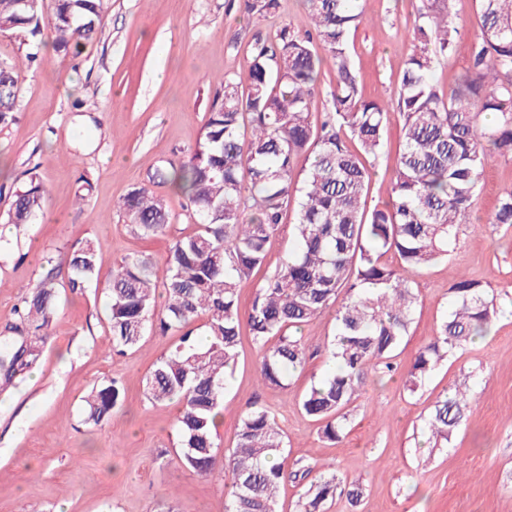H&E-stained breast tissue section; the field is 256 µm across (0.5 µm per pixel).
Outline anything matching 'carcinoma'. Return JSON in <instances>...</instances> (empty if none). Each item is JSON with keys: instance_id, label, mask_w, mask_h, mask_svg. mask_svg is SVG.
Listing matches in <instances>:
<instances>
[{"instance_id": "1", "label": "carcinoma", "mask_w": 512, "mask_h": 512, "mask_svg": "<svg viewBox=\"0 0 512 512\" xmlns=\"http://www.w3.org/2000/svg\"><path fill=\"white\" fill-rule=\"evenodd\" d=\"M246 13L273 14L279 0H231ZM311 29L299 34L281 23L272 38L255 40L247 68L221 79L202 140L188 160L149 177L172 183L188 198L185 217L193 232L171 240L162 268L143 256L124 258L107 281L112 350L123 354L153 329L161 335L203 320L207 343L190 334L162 357L145 380L155 406L180 404L175 426L179 458L199 476L218 462L217 424L226 382L237 361L242 327L262 351V384L283 388L304 367L307 346L299 329L336 307V331L327 342L335 369L313 382L301 400L321 423L322 437L338 440L349 408L372 372L395 370L394 353L408 335L418 296L410 274L448 258L460 226L471 223L473 201L486 166L512 155V0H478L480 33L469 67L444 95L431 82L436 61L448 56L460 31L450 17L453 0H426L414 29L397 90L403 148L396 158L389 201L367 207L372 163L383 146L389 108L363 96L348 52L351 31L364 22L359 0H304ZM103 0H55V46L81 55L95 30ZM40 31L39 0H0V32L19 37ZM334 72L330 107L311 119L313 92L325 64ZM15 66L0 62V123L14 120L18 101ZM308 153L302 180L294 160ZM46 195L30 180L15 192L8 222L27 224L43 211ZM120 210L131 232L164 236L170 213L146 185L132 187ZM293 211V222L283 216ZM490 223L512 227V191L500 198ZM289 231L294 248L241 310L240 282L266 261L273 237ZM393 252L401 267L383 261ZM87 242L69 256L68 287L77 290L97 275ZM456 306L436 336L422 347L406 374L418 389L453 349L483 335L512 295L459 278L451 286ZM56 274L50 270L23 294L16 308L17 342H0V388L22 380L36 366L40 344L51 335ZM122 388L112 379L86 400L87 422L112 414ZM466 398L456 393L435 402L428 440L448 441ZM286 442L274 415L253 406L241 418L238 443L224 464L225 512H277L288 476L314 475L297 512H324L336 496V473L285 469Z\"/></svg>"}]
</instances>
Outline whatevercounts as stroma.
Here are the masks:
<instances>
[{
  "label": "stroma",
  "instance_id": "stroma-1",
  "mask_svg": "<svg viewBox=\"0 0 512 512\" xmlns=\"http://www.w3.org/2000/svg\"><path fill=\"white\" fill-rule=\"evenodd\" d=\"M421 5L360 0L365 21L349 48L365 97L395 102ZM283 20L309 28L301 0H280L277 15L266 18L227 8L226 0H106L76 58L45 34L0 33V61L17 64L20 88L13 121L0 124V337L17 322L23 286L50 269L59 283L34 371L0 393V512H224L223 472L200 477L182 467L176 406H152L144 392L145 377L178 335L150 331L132 350L113 354L106 280L127 256L163 264L171 235L192 232L186 199L171 185L153 187L171 213L170 236L132 234L120 203L157 167L189 156L219 77L242 73L256 37H269ZM453 21L461 38L433 73L443 94L467 69L479 32L476 0H455ZM30 53L39 64L28 65ZM401 145L402 119L392 111L368 206L388 201ZM32 177L46 191V208L32 223L8 225L12 195ZM510 189L512 158H496L474 198V225L464 227L447 259L413 277L418 304L396 372L369 376L339 442L325 441L300 405L330 368L325 345L336 329L334 311L302 327L307 362L283 389L259 382V349L241 334L217 429L222 455L235 448L239 421L255 402L285 433L289 462L332 463L340 480L363 487L358 508L339 495L326 512H512V308L485 336L453 350L417 391L405 386L406 370L451 311L450 287L460 276L497 292L512 289V230L487 227ZM88 241L99 274L74 293L67 257ZM113 377L123 384L120 409L100 426L85 425V397ZM457 390L469 396L461 423L448 442L431 447L424 424L436 400Z\"/></svg>",
  "mask_w": 512,
  "mask_h": 512
}]
</instances>
